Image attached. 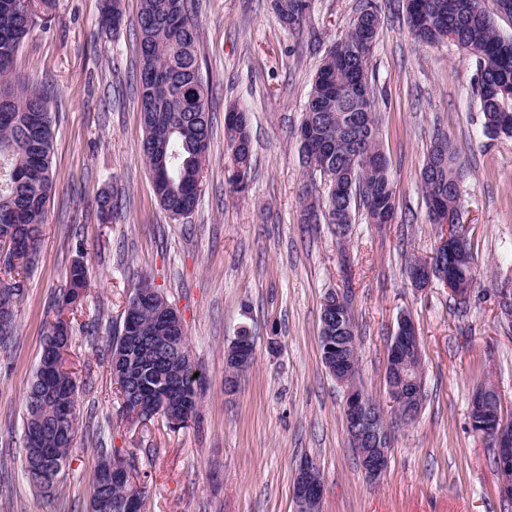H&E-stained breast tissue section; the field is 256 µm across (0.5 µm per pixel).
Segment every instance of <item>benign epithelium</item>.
<instances>
[{
  "label": "benign epithelium",
  "mask_w": 512,
  "mask_h": 512,
  "mask_svg": "<svg viewBox=\"0 0 512 512\" xmlns=\"http://www.w3.org/2000/svg\"><path fill=\"white\" fill-rule=\"evenodd\" d=\"M444 233L435 249V254L445 255L451 251L461 239V228L453 214L441 216ZM409 277L414 286L421 288L433 280H438L448 287L451 295L458 299L469 297L472 280L462 279L437 266L433 260L417 261L410 267ZM325 323L320 330L322 356L324 365L346 394L344 405L345 429L351 447L362 450L364 466L362 470L370 480H378L388 467L389 434L379 405L351 381L355 361L353 348L356 341L354 329L347 322V307L341 298H330L325 301ZM126 351L112 359V369L120 371L129 378H136L134 358L146 344L145 337L134 334L127 337ZM420 346L418 330L413 320L403 315L390 345V359L387 368L390 374L388 391L391 398L401 397L402 400L414 405L422 399L423 389L420 379L413 375L407 356L409 349ZM253 355V342L249 337H236L227 353V364L232 370L224 383V392L232 394L237 390L238 371L245 368ZM497 389L482 386L474 391L473 402L478 404L476 414L471 416V426L475 433L490 436L495 441L496 457L500 467V493L506 499L512 498V417L503 410H498L491 420L481 409L483 402L491 397ZM318 467L307 461L298 469L292 485V499L296 512H320L323 496V482L317 477Z\"/></svg>",
  "instance_id": "7a95c632"
}]
</instances>
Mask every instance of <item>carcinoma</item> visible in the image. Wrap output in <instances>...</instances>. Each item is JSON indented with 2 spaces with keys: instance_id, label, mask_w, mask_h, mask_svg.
Segmentation results:
<instances>
[{
  "instance_id": "carcinoma-1",
  "label": "carcinoma",
  "mask_w": 512,
  "mask_h": 512,
  "mask_svg": "<svg viewBox=\"0 0 512 512\" xmlns=\"http://www.w3.org/2000/svg\"><path fill=\"white\" fill-rule=\"evenodd\" d=\"M137 37L140 59L136 75L139 108L144 130L142 155L161 207L174 219L191 214L197 205L206 162L209 158L212 117L207 85L198 57L200 28L193 16V0H140ZM52 7L51 0H0V237L13 243L11 260L0 263V315L9 316L8 329H0V346L17 331L15 308L20 303L25 280L34 266V256L46 224L47 206L55 191L52 171L56 124L49 109L48 89L18 72V55L24 38L36 22L38 12ZM279 24L285 29L299 25L308 0H271ZM408 26L420 43L445 39L456 42L474 61L475 95L483 119V132L491 138L512 137V37L501 35L480 0H405ZM122 18L121 0H103L101 27L115 28ZM381 19L374 7L359 9L345 38L323 57L313 78L305 116L298 137L312 141L316 156L301 153L304 166L317 174L316 166L328 165L329 175L342 183L344 194L324 192L318 205L305 199L306 220L336 225V236L347 235L357 206L369 223L385 221L378 209L394 210V188L389 160L379 138L374 96L369 84V65L379 36ZM224 133L231 159L252 156L250 119L224 118ZM359 153L375 163L352 166ZM463 169L449 140L432 141L421 169V182L431 223L437 210L452 211L461 198ZM473 251L468 235L462 248L443 263L457 275L472 274ZM69 286L88 287V269L82 258L73 261ZM163 293L144 280L129 294L122 325L112 337L111 351H122L126 331L134 323L146 336H169L171 328L158 319ZM55 317L46 336L71 335L68 315L74 313L69 292L54 301ZM71 342L53 357L40 355L27 389L24 421L34 411L48 423L40 443L25 447L24 466L42 462L56 480L35 488L55 494L69 464L70 448L78 430L77 384L67 366ZM141 369L167 375L164 392L135 385L112 374L122 400V417L142 419L140 406L149 403L157 412L187 409L198 414L199 396L193 367L173 352L156 349L136 361ZM95 472L106 465L126 466L119 449H98ZM144 505L145 490L137 485H117L104 491L92 481L90 512H118L117 504L130 491Z\"/></svg>"
}]
</instances>
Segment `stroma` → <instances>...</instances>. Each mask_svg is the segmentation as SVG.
<instances>
[{"instance_id": "obj_1", "label": "stroma", "mask_w": 512, "mask_h": 512, "mask_svg": "<svg viewBox=\"0 0 512 512\" xmlns=\"http://www.w3.org/2000/svg\"><path fill=\"white\" fill-rule=\"evenodd\" d=\"M368 1L381 16L369 78L396 212L380 229L356 211L340 244L329 225L304 221L303 199L321 180L302 164L297 131L323 56ZM102 5L54 0L19 51L22 73L50 91L57 191L17 333L0 348V512H88L101 448L119 449L135 467L149 490L144 512H294L292 482L307 459L321 471V512H512L499 494L494 450L469 421L482 381L497 387L512 415V330L500 294L512 286V138L484 135L466 52L451 40L416 42L402 0H310L290 30L270 0H196L214 130L198 205L175 220L158 204L140 155L139 0H122L114 30L100 25ZM232 107L248 113L253 144L248 187L235 196L224 138ZM439 133L464 168L474 284L461 308L442 283L418 288L406 273L411 261L431 256L441 234L420 181ZM103 191L115 204L108 224L97 204ZM79 253L89 266L87 297L70 316L79 428L67 477L47 497L23 469L24 396ZM146 277L181 316L200 375L198 415L181 427L119 415L108 339ZM332 292L350 299L358 379L390 433L389 465L376 482L348 444L344 392L321 361L320 317ZM403 314L423 350L425 399L412 422L400 420L385 385ZM244 330L254 362L228 397L224 351Z\"/></svg>"}]
</instances>
